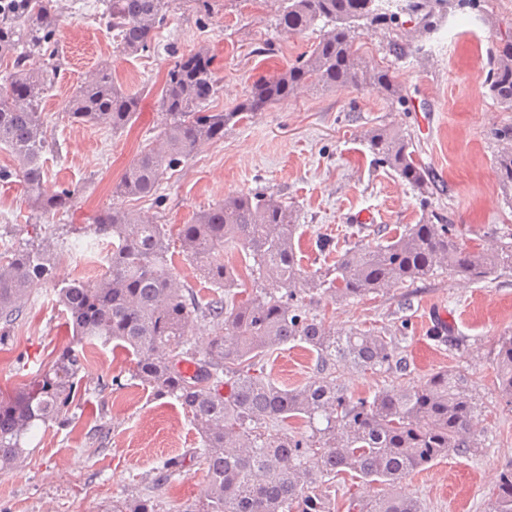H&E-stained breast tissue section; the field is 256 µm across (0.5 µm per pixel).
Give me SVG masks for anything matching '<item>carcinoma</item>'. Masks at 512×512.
I'll list each match as a JSON object with an SVG mask.
<instances>
[{
  "label": "carcinoma",
  "mask_w": 512,
  "mask_h": 512,
  "mask_svg": "<svg viewBox=\"0 0 512 512\" xmlns=\"http://www.w3.org/2000/svg\"><path fill=\"white\" fill-rule=\"evenodd\" d=\"M106 26L121 51L136 55L152 44L167 20L173 0H100ZM445 0H405L404 10L428 26ZM387 20L382 0H281L278 25L302 32L320 21L329 26L297 63L253 83L232 109L210 112L206 103L218 91L212 59L200 49L176 60L160 93L165 123L158 144L137 156L115 187L124 197H148L161 174L178 166L207 142L224 138V128L286 102L300 88L368 87L387 98L402 88L388 68L371 69L354 47L358 22ZM56 17L51 0H0V60L11 62L0 79V145L20 162L26 198L44 212L71 206L74 192L52 191L44 181L42 101L55 80ZM48 59L38 68L33 56ZM488 90L512 110V32L488 56ZM138 97L100 66L68 98L64 112L74 123L125 129ZM507 142L497 159L499 178L512 187V127L496 132ZM370 152L420 195L433 191L429 172L416 159L412 141L397 131L368 134ZM297 214L261 192L237 193L197 214L179 228L182 252L224 296L199 306L168 265L172 238L164 224H142L118 207L94 217V233L112 240L108 270L90 282L75 281L59 292L77 342H117L136 355L133 376L158 396L175 398L201 438L194 454L207 465L205 503L183 512H330L316 492L319 479L353 473L367 484L388 487L382 496H353L347 512H423L419 500L402 493L414 471L452 453L476 447V407L464 375L440 370L412 387H383L356 401L334 379L288 388L251 373L256 360L289 342L305 343L318 355L319 368L345 359L371 370H407L397 346L379 332L351 329L341 334L307 316L293 302L299 292H322L338 301L379 293L398 284L425 281L435 267L482 282L499 267L512 268V241L473 251L454 225L427 215L385 245H355L323 273L305 278L295 250ZM240 246L254 264L247 266L255 292L238 298L236 268L219 259ZM50 246L17 248L0 260V319L19 315L36 281L52 277ZM288 290L286 297L277 295ZM218 325L201 349L186 339L195 319ZM496 359L498 390L512 404V331L500 336ZM83 352L64 348L12 396L0 399V472L23 466L27 438L40 426L60 422L80 389ZM326 426H315L317 418ZM294 418L312 427L310 441L279 430ZM101 512H155L142 498L115 499ZM488 512H512V469L500 474Z\"/></svg>",
  "instance_id": "cac0c4a2"
}]
</instances>
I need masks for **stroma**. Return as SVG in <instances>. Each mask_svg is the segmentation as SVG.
<instances>
[{
  "mask_svg": "<svg viewBox=\"0 0 512 512\" xmlns=\"http://www.w3.org/2000/svg\"><path fill=\"white\" fill-rule=\"evenodd\" d=\"M53 5L64 72L42 103L51 146L44 180L52 190H75L76 198L67 210L41 214L30 208L18 178L0 182V252L43 240L55 245L52 278L32 285L15 320H0V392L22 387L74 344L58 291L105 273L112 246L94 234L92 222L113 206L176 229L229 195L266 192L297 210L295 249L308 276L334 264L355 242L378 245L430 212L455 225L473 250L512 238V197L495 167L501 150L495 131L512 125V111L490 97L486 83L490 48L512 31V0H478L473 9L447 0L426 27L398 8L387 29L359 28L360 55L369 66L394 72L401 99L389 101L363 87L300 89L287 103L225 129L223 140L201 145L164 171L156 194L144 198H119L113 190L140 151L156 142L164 124L158 92L178 58L208 52L219 80L208 108L226 111L253 82L294 64L321 31H283L276 0H210L206 8L198 0H175L150 51L128 56L101 24L97 0ZM401 37L409 45L398 57L390 42ZM101 65L139 97L133 121L116 133L70 122L63 111ZM378 128L411 138L434 179L432 194L418 195L369 151L365 136ZM363 210L373 213V223H356ZM323 240L329 250H320ZM167 258L196 302L223 296L179 242H172ZM301 301L336 330L383 333L409 363L402 375L336 361L333 376L348 398L418 385L445 369L466 375L479 403L478 448L413 472L402 490L425 512H486L501 472L512 469V406L501 399L496 376L497 340L512 330V269L476 283L440 268L428 280L355 300L307 292ZM440 308L453 321L455 345L431 338V315ZM84 353L87 369L68 422L37 430L23 467L0 473V512H98L116 497L151 499L156 512H184L202 502L206 464L191 454L200 437L179 402L134 378L135 356L116 343L88 345ZM316 364V351L303 343L283 345L262 361L269 378L291 388L318 379ZM172 457L182 458V467L160 479L162 463ZM317 491L332 512H346L350 496L376 495L383 487L342 474L322 478Z\"/></svg>",
  "mask_w": 512,
  "mask_h": 512,
  "instance_id": "obj_1",
  "label": "stroma"
}]
</instances>
